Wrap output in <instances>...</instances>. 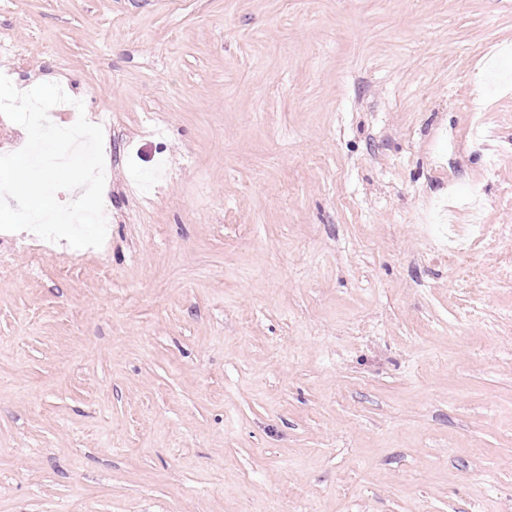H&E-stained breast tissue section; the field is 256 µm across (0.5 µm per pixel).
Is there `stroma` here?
<instances>
[{
    "mask_svg": "<svg viewBox=\"0 0 512 512\" xmlns=\"http://www.w3.org/2000/svg\"><path fill=\"white\" fill-rule=\"evenodd\" d=\"M1 71L110 219L0 232V512H512V0H0Z\"/></svg>",
    "mask_w": 512,
    "mask_h": 512,
    "instance_id": "1",
    "label": "stroma"
}]
</instances>
